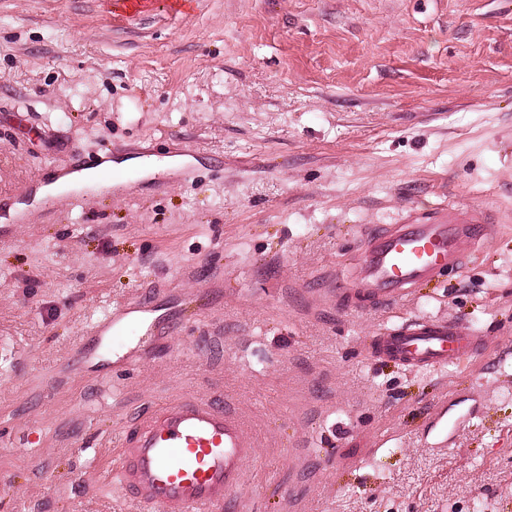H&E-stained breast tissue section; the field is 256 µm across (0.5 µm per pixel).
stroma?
<instances>
[{
  "instance_id": "1",
  "label": "stroma",
  "mask_w": 512,
  "mask_h": 512,
  "mask_svg": "<svg viewBox=\"0 0 512 512\" xmlns=\"http://www.w3.org/2000/svg\"><path fill=\"white\" fill-rule=\"evenodd\" d=\"M442 203L493 219L466 265L324 298ZM130 302L162 330L105 353ZM415 319L486 344L376 357ZM186 394L256 444L226 512H512V0H0V512H146L98 473Z\"/></svg>"
}]
</instances>
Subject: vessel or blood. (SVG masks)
Listing matches in <instances>:
<instances>
[{
	"mask_svg": "<svg viewBox=\"0 0 512 512\" xmlns=\"http://www.w3.org/2000/svg\"><path fill=\"white\" fill-rule=\"evenodd\" d=\"M487 222L485 213L448 204L374 229L349 270L355 296L370 305L407 298L419 284L462 267L466 246L479 243ZM136 312L126 304L107 317L113 343L134 326ZM484 343L452 322L412 320L385 329L375 352L408 366L436 367L458 364ZM118 446L115 475L149 512H224L245 459L255 452L231 405L195 396L154 405L122 432Z\"/></svg>",
	"mask_w": 512,
	"mask_h": 512,
	"instance_id": "vessel-or-blood-1",
	"label": "vessel or blood"
}]
</instances>
